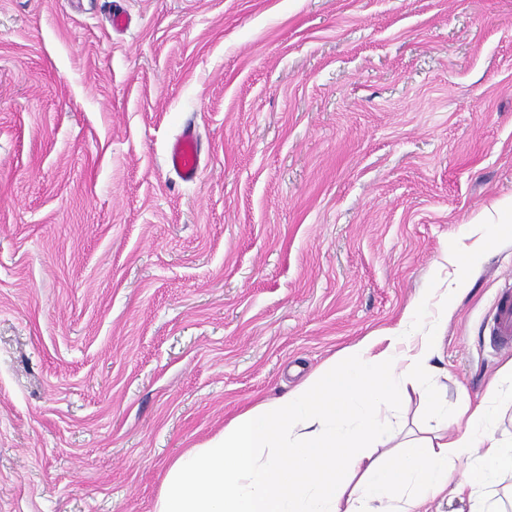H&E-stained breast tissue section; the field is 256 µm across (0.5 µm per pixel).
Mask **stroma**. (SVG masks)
<instances>
[{
  "label": "stroma",
  "instance_id": "stroma-1",
  "mask_svg": "<svg viewBox=\"0 0 512 512\" xmlns=\"http://www.w3.org/2000/svg\"><path fill=\"white\" fill-rule=\"evenodd\" d=\"M508 195L512 0H0V512H153L184 450L435 304ZM466 277L451 404L512 362V223ZM168 167L183 181L196 182L199 179L200 149L193 130L185 129L167 144ZM470 244L459 241L452 242L445 254L448 262L455 264L458 269L464 266V262L473 254L485 249L487 244V230L498 227L495 224L512 223V197L494 200L489 207L479 212L471 222ZM493 345L512 347V290L508 287L497 296L486 319Z\"/></svg>",
  "mask_w": 512,
  "mask_h": 512
}]
</instances>
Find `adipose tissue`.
<instances>
[{
  "label": "adipose tissue",
  "mask_w": 512,
  "mask_h": 512,
  "mask_svg": "<svg viewBox=\"0 0 512 512\" xmlns=\"http://www.w3.org/2000/svg\"><path fill=\"white\" fill-rule=\"evenodd\" d=\"M511 223L512 197L494 200L473 218L468 242L446 248L449 263L463 267L485 249L489 228ZM425 310L414 302L397 327L186 450L167 470L153 512H426L450 491L470 499V512H508L500 491L512 479V439L493 429L512 406V363L484 400L448 404L429 385L439 345ZM417 381L426 384L435 424L404 434L395 410Z\"/></svg>",
  "instance_id": "obj_1"
}]
</instances>
